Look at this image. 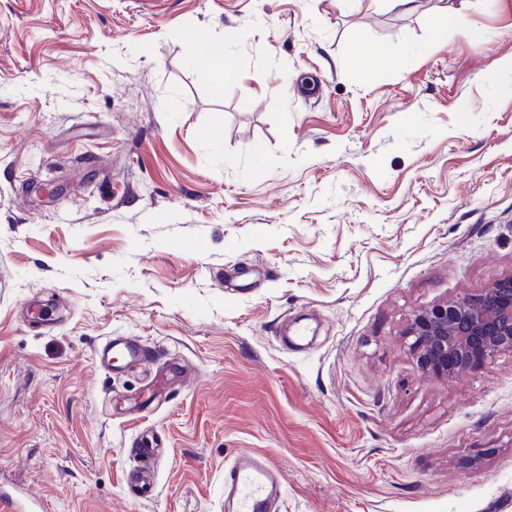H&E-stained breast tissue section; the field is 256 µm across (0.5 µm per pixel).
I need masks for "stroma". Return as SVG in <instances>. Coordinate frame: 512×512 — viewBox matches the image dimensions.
I'll return each mask as SVG.
<instances>
[{
	"mask_svg": "<svg viewBox=\"0 0 512 512\" xmlns=\"http://www.w3.org/2000/svg\"><path fill=\"white\" fill-rule=\"evenodd\" d=\"M0 0V483L46 512H512V351L443 380L415 311L512 274V0ZM399 67L353 62L358 40ZM199 40L234 53L215 89ZM132 336L191 379L142 413ZM155 438L142 461L134 438ZM148 463L157 489H129ZM449 3L445 6L439 8L438 16H437V24L436 28L438 30L439 36L443 38L445 35L447 36L448 29L457 26L464 13L462 10L465 7L464 1L468 0H448ZM453 1H460V5L457 7L453 4ZM187 56L191 62L205 71L217 88L223 86L224 77L233 74L239 63L237 57L230 52H224V58L210 59L204 56L194 44L189 46ZM97 366L106 370H120L123 366H149L156 363L154 353L140 340L131 337H109L98 345L94 351ZM120 359L122 365L114 364ZM280 480L265 454L243 451L224 468V499L231 498L237 512H276Z\"/></svg>",
	"mask_w": 512,
	"mask_h": 512,
	"instance_id": "35a3bbf8",
	"label": "stroma"
}]
</instances>
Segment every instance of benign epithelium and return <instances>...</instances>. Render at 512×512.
I'll return each mask as SVG.
<instances>
[{"label":"benign epithelium","mask_w":512,"mask_h":512,"mask_svg":"<svg viewBox=\"0 0 512 512\" xmlns=\"http://www.w3.org/2000/svg\"><path fill=\"white\" fill-rule=\"evenodd\" d=\"M405 335L421 369L446 380L512 351V274L416 311Z\"/></svg>","instance_id":"7a95c632"}]
</instances>
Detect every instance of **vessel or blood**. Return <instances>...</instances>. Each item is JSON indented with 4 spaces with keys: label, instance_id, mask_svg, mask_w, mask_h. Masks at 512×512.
<instances>
[{
    "label": "vessel or blood",
    "instance_id": "obj_1",
    "mask_svg": "<svg viewBox=\"0 0 512 512\" xmlns=\"http://www.w3.org/2000/svg\"><path fill=\"white\" fill-rule=\"evenodd\" d=\"M98 367L111 370L116 363L127 367L155 365L154 353L140 340L109 337L94 351ZM280 480L270 458L253 451L237 454L224 469V496L237 512H277Z\"/></svg>",
    "mask_w": 512,
    "mask_h": 512
}]
</instances>
